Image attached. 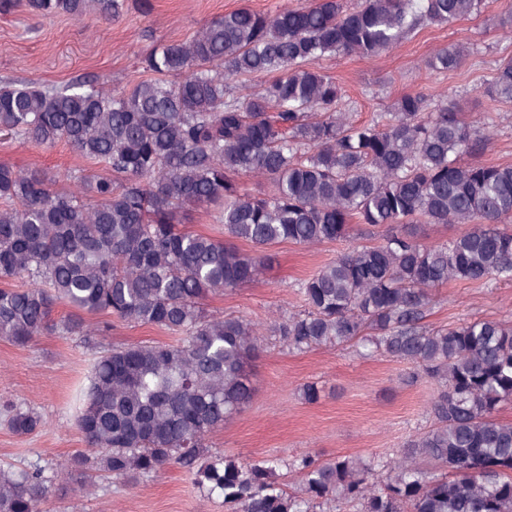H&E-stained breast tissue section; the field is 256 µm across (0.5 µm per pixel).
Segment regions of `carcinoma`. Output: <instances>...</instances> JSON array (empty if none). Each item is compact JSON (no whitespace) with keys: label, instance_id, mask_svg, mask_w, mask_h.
Wrapping results in <instances>:
<instances>
[{"label":"carcinoma","instance_id":"1","mask_svg":"<svg viewBox=\"0 0 512 512\" xmlns=\"http://www.w3.org/2000/svg\"><path fill=\"white\" fill-rule=\"evenodd\" d=\"M35 15L111 19L120 0H24ZM482 0H314L273 15L239 9L145 57L130 89L99 75L64 86L0 83V135L59 142L103 170L70 174L0 164V338L25 346L57 333L89 346L111 327L85 316L157 326L171 343L112 348L93 363L75 426L86 450L26 470L0 468V512H45L60 472L136 483L174 463L227 512H512V322L431 329V290L450 281H512V164L462 165L484 150L491 117L473 123L454 98L430 109L405 95L368 121L339 110L342 89L311 67L325 56L372 59L425 25H450ZM469 55L444 46L427 69ZM263 75L255 90L242 82ZM512 102V58L484 90ZM260 174L269 193L236 178ZM217 207L225 239L181 231L185 207ZM382 229L298 285L303 309L275 332L297 350L350 344L437 383L432 423L394 460L310 454L241 461L211 434L252 400L257 325L208 314L201 301L257 279L269 248L343 241L351 221ZM467 224L427 244L411 224ZM249 245L246 251L239 243ZM59 304L75 310L54 322ZM13 432L40 425L9 407ZM301 476L288 491L283 471Z\"/></svg>","mask_w":512,"mask_h":512}]
</instances>
